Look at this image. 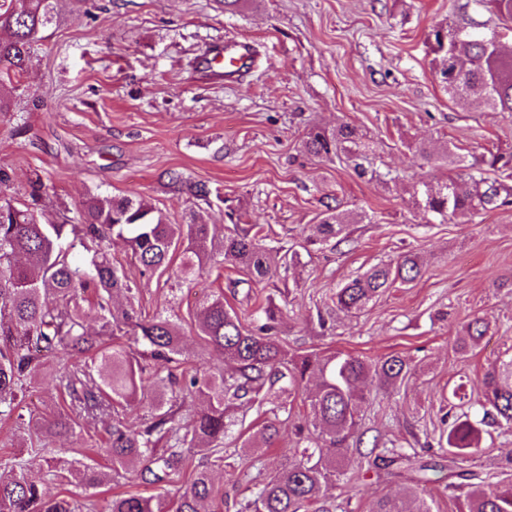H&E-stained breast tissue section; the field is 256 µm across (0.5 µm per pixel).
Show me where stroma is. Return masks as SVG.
Here are the masks:
<instances>
[{"label":"stroma","mask_w":512,"mask_h":512,"mask_svg":"<svg viewBox=\"0 0 512 512\" xmlns=\"http://www.w3.org/2000/svg\"><path fill=\"white\" fill-rule=\"evenodd\" d=\"M457 0H58L53 23L35 46L23 78L0 87L10 109L0 112V194L29 206L47 224L77 215L90 195L142 197L170 222L216 225L219 234L263 227L265 242L299 251L296 267L271 280L213 265L194 284L171 271L140 275L122 240L107 253L140 286L143 315L165 313L185 335L190 365H222L223 356L194 333L199 303L210 294L252 325L267 303L288 316L280 336L289 352L344 351L410 359V377L372 393L361 409L367 436L431 459L448 415L452 389L478 396L485 372L512 359V206L427 223L413 185L429 167L418 145L457 146L465 162L512 157V112H485L450 102L435 72L429 32L458 17ZM230 37L250 39L257 60L227 80L197 58ZM347 124L368 143L376 177L352 165L306 154L309 128ZM177 172L210 189L208 200L180 193ZM363 214L348 225L347 242L303 249L326 206ZM406 250L419 253L421 275L396 285L357 316L332 315L319 325L337 286ZM488 331L472 355L452 349L472 318ZM65 355L49 357L28 380L23 402L0 414V473L24 464L49 496L89 499L103 512L113 493H157L138 479L98 491L81 486L76 469H108L99 450L107 418L82 419L74 434L42 441L21 416L68 407L58 371ZM272 444L256 450L267 472L294 447L293 425L304 414L291 404ZM214 468L224 512L250 495L258 471L234 459ZM402 481L352 470L337 494L350 512H369L376 494L402 492Z\"/></svg>","instance_id":"1"}]
</instances>
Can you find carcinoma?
Masks as SVG:
<instances>
[{
  "label": "carcinoma",
  "instance_id": "1",
  "mask_svg": "<svg viewBox=\"0 0 512 512\" xmlns=\"http://www.w3.org/2000/svg\"><path fill=\"white\" fill-rule=\"evenodd\" d=\"M56 0H0V77H21L28 69L39 35L54 18ZM493 16L477 21L465 12L469 6ZM464 12L448 29H435L434 51L443 53L438 72L448 99L465 107L482 104L488 112H512V50L496 37L512 32V0H466ZM357 130L343 124L328 131L315 127L303 140L304 151L331 159L345 154L356 159L361 177L366 157ZM418 154L430 167H458L461 159L447 144L421 145ZM487 168L470 165L468 185L450 176L428 185L423 192L424 211L441 224L457 217L512 205V186L487 176V170L512 178V162L494 156ZM349 223L339 207H327L312 225L307 241L324 244L337 238ZM263 228L243 230L222 238L216 225L171 224L168 217L143 198L91 196L78 210L75 224H43L34 211L0 201V408L13 410L28 379L42 359L59 350L76 355L95 352L102 367L93 373L76 360L59 375V385L70 399L69 410L35 420L42 438L71 434L78 417L113 411L103 448L112 463V480L130 473L150 484L172 482L190 464L189 450L202 461L190 482L174 495L117 494L107 512H224V492L215 487L211 467L224 462V439L233 433L238 418L234 401L247 399L272 414L260 435L270 442L278 434V411L287 399L315 381L307 396L305 421L296 426L297 441L289 449L282 470L256 484L253 497L238 502V512H345L333 490L346 477V461L358 456L357 465L384 470L407 482L401 497L379 495L370 512H432L423 484L429 466L377 437L371 449L361 450L364 434L358 432L359 409L376 387L403 382L411 372L407 359L397 354L377 360L334 351L295 354L278 336L282 308L273 304L262 311L263 321L245 327L238 313L224 304V294L207 297L196 311L195 334L206 346L224 355V365L208 372L187 371L181 376L146 377L138 357L178 362L183 355L182 327L170 316L145 317L132 299L136 284L114 265L105 243L116 237L126 242L146 272L166 269L175 254H182L180 273L192 276L218 261L244 270L261 282L278 268L298 261V253L263 243ZM82 247L89 260L75 263L71 250ZM421 274V258L407 250L395 262L374 266L336 289L334 311L359 314L374 298L396 283H410ZM91 290L102 320V335L84 328L79 292ZM487 325L475 317L462 327L452 348L465 357L475 350ZM126 336L129 345L102 347V337ZM202 397L206 408L190 417L181 414L186 399ZM146 405L151 418L144 428H130L118 408ZM482 415L455 416L441 433L438 445L448 455V478L458 482V512H512V456L495 469L473 470L468 463L482 452L483 428L512 426V360L488 370L482 380ZM166 440L160 453L157 444ZM79 482L96 489L107 474L96 467L79 472ZM91 506L68 497H48L23 473L0 475V512H89Z\"/></svg>",
  "mask_w": 512,
  "mask_h": 512
}]
</instances>
